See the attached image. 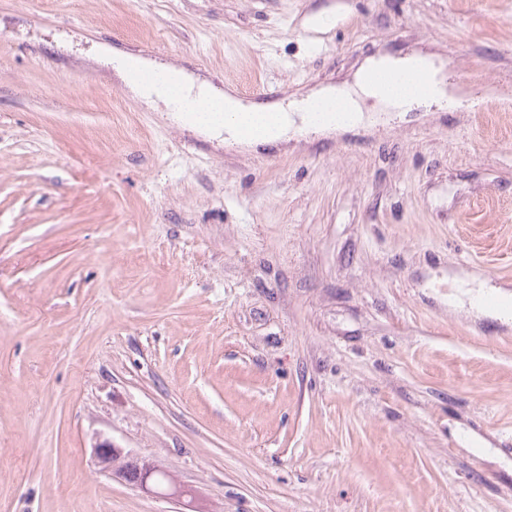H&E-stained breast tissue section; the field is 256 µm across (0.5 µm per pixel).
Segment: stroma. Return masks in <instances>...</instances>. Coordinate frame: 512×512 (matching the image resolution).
Here are the masks:
<instances>
[{"mask_svg":"<svg viewBox=\"0 0 512 512\" xmlns=\"http://www.w3.org/2000/svg\"><path fill=\"white\" fill-rule=\"evenodd\" d=\"M101 44L268 102L424 46L458 105L220 145ZM460 269L512 288V0H0V512H512V323ZM95 457L97 464L101 470L109 475L120 478L126 484L135 487L148 495L159 497L177 496L180 497L182 492H169L173 480L170 474L160 468L158 465L143 461L132 455H123L120 448L112 444V441L104 440L95 448ZM122 459L120 465L112 473V466ZM155 472H163L167 479L165 488H158L152 483V476Z\"/></svg>","mask_w":512,"mask_h":512,"instance_id":"35a3bbf8","label":"stroma"}]
</instances>
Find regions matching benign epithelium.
<instances>
[{
	"mask_svg": "<svg viewBox=\"0 0 512 512\" xmlns=\"http://www.w3.org/2000/svg\"><path fill=\"white\" fill-rule=\"evenodd\" d=\"M95 457L101 470L120 478L126 484L135 487L148 495L167 497L171 494L179 497V492H169L173 484L172 478H167V486L159 488L152 483V476L162 471L157 465L143 461L132 455L123 454L122 450L110 440L100 442L95 448Z\"/></svg>",
	"mask_w": 512,
	"mask_h": 512,
	"instance_id": "7a95c632",
	"label": "benign epithelium"
}]
</instances>
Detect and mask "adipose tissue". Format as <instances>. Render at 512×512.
I'll return each instance as SVG.
<instances>
[{
	"mask_svg": "<svg viewBox=\"0 0 512 512\" xmlns=\"http://www.w3.org/2000/svg\"><path fill=\"white\" fill-rule=\"evenodd\" d=\"M97 62L108 65L125 82L131 97L149 109L164 107L193 132L251 146L276 145L307 131L330 133L363 123L359 97L408 112L447 102L444 65L423 53L373 57L360 67L350 87H324L294 93L274 103L244 102L234 90L185 68L107 45L99 46ZM148 74L135 82L131 72Z\"/></svg>",
	"mask_w": 512,
	"mask_h": 512,
	"instance_id": "obj_1",
	"label": "adipose tissue"
}]
</instances>
